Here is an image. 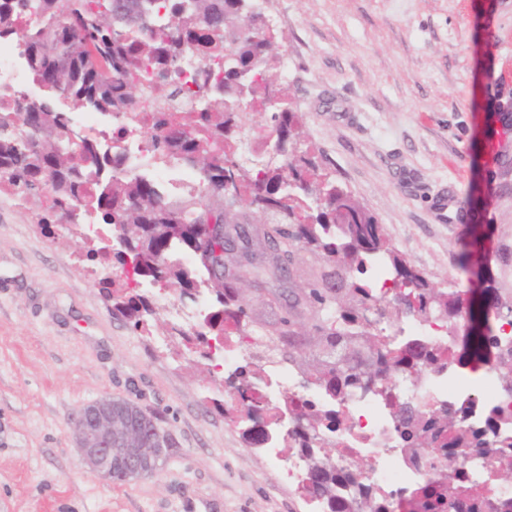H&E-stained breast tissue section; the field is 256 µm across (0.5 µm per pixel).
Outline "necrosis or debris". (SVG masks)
<instances>
[{
	"label": "necrosis or debris",
	"mask_w": 512,
	"mask_h": 512,
	"mask_svg": "<svg viewBox=\"0 0 512 512\" xmlns=\"http://www.w3.org/2000/svg\"><path fill=\"white\" fill-rule=\"evenodd\" d=\"M175 81L185 98H193L205 73H221V60L187 54L177 62ZM37 82L27 65L26 43L22 36L0 39V112L12 119L17 131H24L19 104L36 89ZM69 122L83 136L94 139L102 157L120 153L126 174L139 175L152 181L168 197L176 198L202 183L199 172L179 159L159 155L149 146L153 133L151 112L138 113L136 119L113 116L111 124H103L98 113H69ZM386 339L394 345L414 341L435 343L451 348L445 325L438 320L421 323L402 317L386 331ZM259 363L260 369L251 378L250 395L268 410L265 419L267 437L262 446L269 461L275 465L283 485L289 491L309 496L311 474L304 452L287 446L281 427L289 419V406L302 400H315L335 410L338 423L324 437L336 445L337 469L350 474L353 463L365 460L367 466L360 480L373 492L406 500L410 492L429 477L428 472L411 465L400 448L395 413L399 404L418 403L429 407L448 405L457 409L464 427L482 429L492 410H502L506 428L512 432V391L501 383L505 372L502 362L489 359L481 364L476 380H469L472 367L454 362L442 371H423L413 380L399 374L387 382L388 390L377 393L355 390L346 399H332L319 385L306 379L291 363L270 358L263 346L252 337L236 336L221 346L219 367L225 376L237 373L241 364ZM512 469V459L496 456H461L459 450L448 453L447 471L464 470L467 487L487 490L491 501L485 512H501V504L512 507V485L489 486L492 472Z\"/></svg>",
	"instance_id": "4bbe7bcc"
}]
</instances>
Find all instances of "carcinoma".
<instances>
[{
    "label": "carcinoma",
    "mask_w": 512,
    "mask_h": 512,
    "mask_svg": "<svg viewBox=\"0 0 512 512\" xmlns=\"http://www.w3.org/2000/svg\"><path fill=\"white\" fill-rule=\"evenodd\" d=\"M168 12V28L153 31L151 20L159 8ZM252 0H0V37L13 34L17 12L36 10L42 20L29 25L24 39L28 65L48 96L20 104L27 125L28 142L14 131L8 117L0 118V182H8L20 194L35 197L45 193L48 203L39 214L42 230L74 214L86 213L112 225L114 238L126 243L120 250L97 245L87 254L100 256L122 267V274L102 283L112 293V308L136 330L148 329L144 315L152 313L149 300L129 292L131 276L149 278L165 286H177L181 295L205 287L214 296L208 332L214 339L243 336L249 330L277 356L288 355L307 378L325 387L333 396L352 395L363 362L380 356L384 371L415 377L421 368L442 370L455 355L436 345L411 343L394 347L384 340L378 325L409 315L420 322L440 319L448 323V335H457L458 320L465 315L474 323L462 337L469 360L483 362L493 350L495 333L484 307L496 318L512 325V309L500 311L495 289H484L478 305L464 304L457 291L434 288L391 244L375 217L341 186L317 173L315 163L298 152L293 131L296 113L283 97L279 78L277 35L264 18L252 10ZM163 50L162 69L143 95L159 109L158 126L150 142L161 154L174 155L196 166L203 184L176 200L159 195L144 180L129 175L112 178V184L97 186L96 152L87 141H70V128L57 103L70 101L98 112L135 114L139 97L128 87V70ZM187 51H197L224 60V79L215 80L198 92V106L187 112H168L165 105L175 95L169 68ZM264 76L263 87L249 84L241 73ZM282 99L269 107L271 125L264 146L275 149V158L265 153L250 164L240 161L238 113L224 111V104L244 103L257 95ZM191 125L195 135L187 137ZM52 171L49 185L43 173ZM239 178L240 196L224 200V178ZM275 224L280 252L267 251L265 236L255 232L244 239V250L257 253L264 262L243 274L235 273L240 256L224 251V239L207 236V225L222 224L228 234L244 224ZM463 247L461 274L473 278L482 256L475 245ZM193 253L198 265L180 262L178 255ZM310 255L319 267L310 268L303 283L288 275L292 297H303L314 309V330L319 347L310 356L286 353L273 344L265 326L253 319L242 293L244 284L279 277L281 257L296 266ZM380 267L406 297L383 300L366 278L367 270ZM264 406H243L247 421L243 431L249 445L258 446L264 429L259 427ZM303 421V446L311 477L312 493L327 504L329 512H387L385 496L362 492L338 498L345 480L338 476L333 453L313 448L320 430L336 424V416L304 404L296 408ZM403 451L415 448H459L463 455H484L487 449L507 457L512 454V436L483 434L459 426L450 407L422 409L403 404L395 416ZM466 487L454 478L433 487L419 486L408 503L425 496L424 512H481L488 497L476 493L462 505Z\"/></svg>",
    "instance_id": "cac0c4a2"
}]
</instances>
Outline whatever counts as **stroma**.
I'll list each match as a JSON object with an SVG mask.
<instances>
[{"mask_svg":"<svg viewBox=\"0 0 512 512\" xmlns=\"http://www.w3.org/2000/svg\"><path fill=\"white\" fill-rule=\"evenodd\" d=\"M288 59L301 151L359 201L439 289L479 238L512 304V0H267ZM38 198L0 204V512H308L224 407L222 372L164 313L113 314L68 230ZM112 395L171 442L151 476L109 483L71 417Z\"/></svg>","mask_w":512,"mask_h":512,"instance_id":"1","label":"stroma"}]
</instances>
